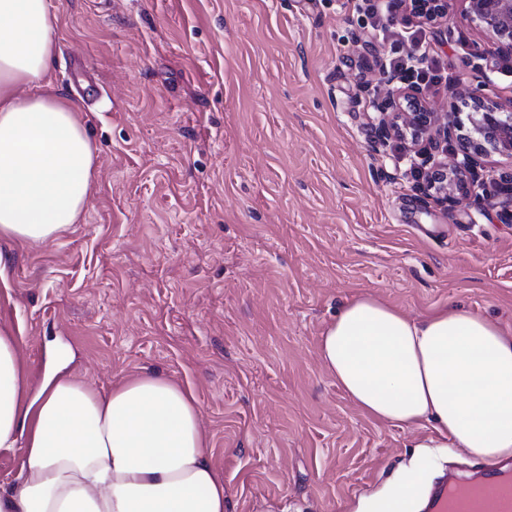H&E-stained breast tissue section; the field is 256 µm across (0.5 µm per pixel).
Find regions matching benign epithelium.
<instances>
[{
    "label": "benign epithelium",
    "instance_id": "obj_1",
    "mask_svg": "<svg viewBox=\"0 0 512 512\" xmlns=\"http://www.w3.org/2000/svg\"><path fill=\"white\" fill-rule=\"evenodd\" d=\"M389 14H404L415 24L452 34L448 15L453 0H386ZM466 18L490 36L495 49L481 57L483 63L466 65L483 72L494 71L501 54L512 56V0H461ZM384 90L374 91L369 102L378 113V142L399 141L404 150L420 159L422 179L417 190L444 209L462 196L472 197L480 207L499 208L512 218V172L497 178L484 173L481 159L499 155L512 159V109L507 111L481 87L460 84L450 88L448 111L434 112L425 88L405 75L383 73ZM469 109L462 121V108ZM460 149L448 152V143Z\"/></svg>",
    "mask_w": 512,
    "mask_h": 512
}]
</instances>
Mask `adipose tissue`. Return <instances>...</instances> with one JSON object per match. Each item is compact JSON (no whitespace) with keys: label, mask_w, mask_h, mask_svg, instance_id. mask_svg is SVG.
Here are the masks:
<instances>
[{"label":"adipose tissue","mask_w":512,"mask_h":512,"mask_svg":"<svg viewBox=\"0 0 512 512\" xmlns=\"http://www.w3.org/2000/svg\"><path fill=\"white\" fill-rule=\"evenodd\" d=\"M51 0H0V240L38 245L79 223L96 149L77 102L48 77ZM319 358L370 417L430 423V448L512 455V336L466 306L412 319L361 296L326 324ZM23 448L0 512H224L193 395L157 374L105 393L57 372L30 389L0 331V450ZM426 471L406 468L369 512H417Z\"/></svg>","instance_id":"adipose-tissue-1"}]
</instances>
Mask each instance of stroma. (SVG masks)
I'll use <instances>...</instances> for the list:
<instances>
[{"mask_svg":"<svg viewBox=\"0 0 512 512\" xmlns=\"http://www.w3.org/2000/svg\"><path fill=\"white\" fill-rule=\"evenodd\" d=\"M49 70L97 146L81 223L0 240V330L32 387L49 367L107 392L143 373L195 398L225 512H362L431 427L363 413L319 341L347 301L410 318L466 305L512 332V221L414 189L417 159L377 143V86L404 17L347 0H51ZM426 39L448 77L488 35L452 15Z\"/></svg>","mask_w":512,"mask_h":512,"instance_id":"obj_1","label":"stroma"}]
</instances>
